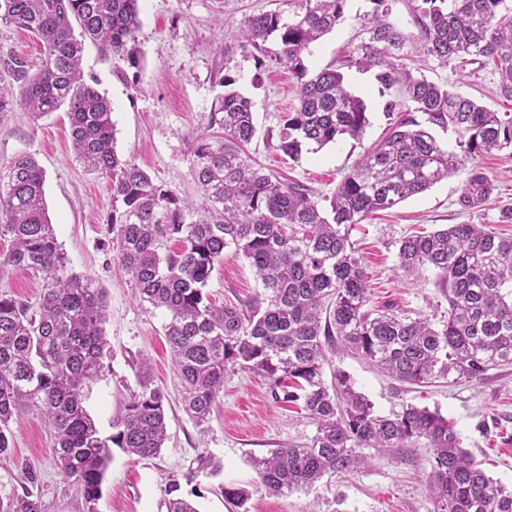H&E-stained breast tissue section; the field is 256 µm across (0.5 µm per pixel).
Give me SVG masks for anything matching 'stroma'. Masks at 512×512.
Listing matches in <instances>:
<instances>
[{
  "label": "stroma",
  "instance_id": "stroma-1",
  "mask_svg": "<svg viewBox=\"0 0 512 512\" xmlns=\"http://www.w3.org/2000/svg\"><path fill=\"white\" fill-rule=\"evenodd\" d=\"M282 5V0H140L141 63L134 80L120 76L123 61L103 57L94 45H87L82 69L112 103L117 152L155 180L171 184L180 196L201 203L189 143L206 130L222 92L218 77L229 75L236 80V90L253 103L257 132L247 147L252 159L304 182L317 199L331 197L342 174L382 131V100L373 73L346 64L373 19L374 5L372 0H348L345 21L324 36L307 59L314 71L331 64L344 68L352 91L368 107L370 125L362 141L345 139L303 154L297 162L276 148L281 120L295 102L293 78L286 69L258 66L233 41L234 32L250 15ZM421 68L429 80L452 83L489 110H512L496 93L497 75L458 74L432 59ZM21 152L32 154L45 170L48 217L69 272L92 278L106 295L104 331L111 356L108 371L85 401L88 413L102 435H111L113 419L138 387L132 362L141 356L149 358L154 382L168 399V438L160 455L142 459L113 449L97 512H166L165 488L172 479L179 482L180 495L194 501L199 512H228L221 493L225 485L250 490V512H436L430 480L432 450L423 440L392 451L362 449L366 463L357 473L328 475L309 488L269 494L257 478L252 458L306 441L314 426L295 409L273 400L262 378L239 370L225 374L209 422L197 426L183 410L182 387L164 336L167 317L136 298L132 281L108 246L112 190L105 178L77 161L66 110L58 109L36 122L20 110L1 120L0 161ZM482 165L496 186L482 208L461 209L458 199L465 176L458 173L371 215L354 231L374 305L413 318L425 316L435 323L447 315L448 303L434 272L408 277L397 267V242L412 232L448 224H486L501 236L512 237V224L498 220L500 206L512 205V152L487 156ZM261 291L253 269L231 248L215 265L206 288L219 304H242ZM339 370L351 376L379 414L406 404L439 410L487 475L512 487V366L490 370L480 382L408 386L362 358L338 349L328 351L325 382H333ZM10 430L11 453L0 458V495L21 491L22 470L27 467L38 474L33 492L44 512H82L81 493L61 475L44 421L25 408ZM202 453L222 463L219 474L193 469L194 459Z\"/></svg>",
  "mask_w": 512,
  "mask_h": 512
}]
</instances>
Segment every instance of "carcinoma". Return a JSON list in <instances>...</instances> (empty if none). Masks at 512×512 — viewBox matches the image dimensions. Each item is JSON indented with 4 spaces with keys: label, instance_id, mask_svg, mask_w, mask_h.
<instances>
[{
    "label": "carcinoma",
    "instance_id": "obj_1",
    "mask_svg": "<svg viewBox=\"0 0 512 512\" xmlns=\"http://www.w3.org/2000/svg\"><path fill=\"white\" fill-rule=\"evenodd\" d=\"M348 0H284L285 8L253 15L233 36L244 52L284 67L295 79L296 104L284 115L276 149L294 162L311 147L344 137L361 140L370 125L363 99L344 74L306 64L315 42L346 19ZM375 4L373 25L356 48L355 64L375 71L385 99L381 135L345 172L329 207L304 183L250 163L243 146L255 135L251 101L232 89L217 98L209 123L224 130L199 138L191 156L207 205L197 209L165 182L155 181L115 148L111 102L80 67L85 43L106 57L140 64L139 0H0V24L32 33L40 63L0 54V120L23 108L37 121L66 107L75 157L109 180L112 248L140 300L168 314L165 336L183 387L184 410L205 424L224 388V373L239 369L263 378L272 398L301 403L315 426L312 437L251 460L272 494L308 488L328 473H353L359 448L389 451L424 439L432 448V487L438 512H512V490L496 484L461 447L448 418L408 405L380 415L343 371L323 379L327 346H339L392 379L421 386L440 380L479 382L512 365V237L486 224H449L398 241V268L431 269L448 300V319L436 327L370 307L363 258L352 240L371 214L466 173L458 203L486 204L495 190L481 166L494 151H512V112H493L454 85L415 76L411 57L435 59L461 71L492 67L498 96L512 102V0H407L416 34L387 21L388 0ZM273 41L277 49L266 44ZM399 97L389 98L393 88ZM458 132L459 151L441 147L435 129ZM45 173L31 154L0 162V273L37 271L43 288L34 306L0 295V456L11 451L9 424L24 407L41 414L54 437L63 477L96 512L112 460L111 446L149 458L167 440L164 392L153 384L147 358L136 362L138 391L100 434L84 407L89 384L103 376L107 341L104 292L68 271L44 201ZM175 247L162 249L163 242ZM254 269L263 292L249 304L217 306L205 294L227 248ZM166 512H198L172 496ZM235 512H249L250 491L222 488ZM0 512H43L28 489L0 497Z\"/></svg>",
    "mask_w": 512,
    "mask_h": 512
}]
</instances>
